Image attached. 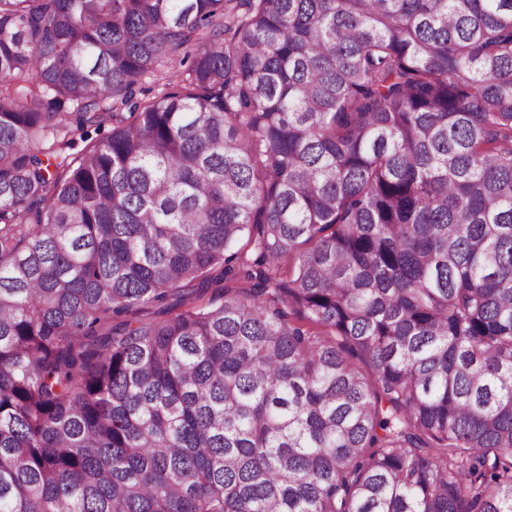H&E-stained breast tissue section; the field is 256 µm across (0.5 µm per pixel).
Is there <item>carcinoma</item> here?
Masks as SVG:
<instances>
[{
	"label": "carcinoma",
	"instance_id": "obj_1",
	"mask_svg": "<svg viewBox=\"0 0 512 512\" xmlns=\"http://www.w3.org/2000/svg\"><path fill=\"white\" fill-rule=\"evenodd\" d=\"M0 512H512V0H0Z\"/></svg>",
	"mask_w": 512,
	"mask_h": 512
}]
</instances>
